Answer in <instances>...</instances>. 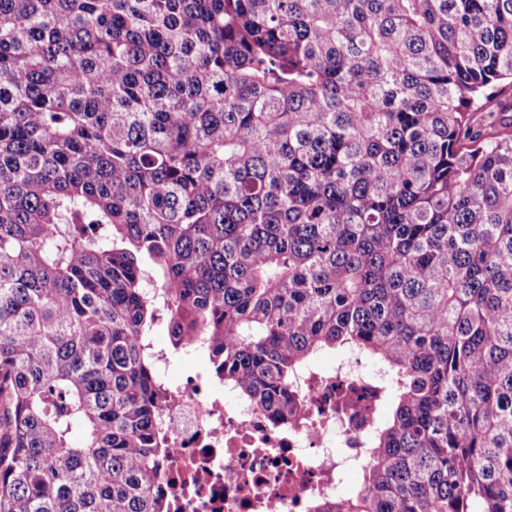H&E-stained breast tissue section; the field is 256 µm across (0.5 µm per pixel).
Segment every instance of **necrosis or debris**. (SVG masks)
Returning a JSON list of instances; mask_svg holds the SVG:
<instances>
[{"label":"necrosis or debris","mask_w":512,"mask_h":512,"mask_svg":"<svg viewBox=\"0 0 512 512\" xmlns=\"http://www.w3.org/2000/svg\"><path fill=\"white\" fill-rule=\"evenodd\" d=\"M160 416L158 485L169 512H307L312 498L338 496L358 469L374 412L361 398L371 376L359 355L311 366L295 391L306 407L292 426L274 425L207 371L168 379Z\"/></svg>","instance_id":"4bbe7bcc"}]
</instances>
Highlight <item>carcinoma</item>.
Wrapping results in <instances>:
<instances>
[{"label": "carcinoma", "instance_id": "cac0c4a2", "mask_svg": "<svg viewBox=\"0 0 512 512\" xmlns=\"http://www.w3.org/2000/svg\"><path fill=\"white\" fill-rule=\"evenodd\" d=\"M504 85L512 0H0V512H165L160 322L277 424L383 365L311 512H512Z\"/></svg>", "mask_w": 512, "mask_h": 512}]
</instances>
